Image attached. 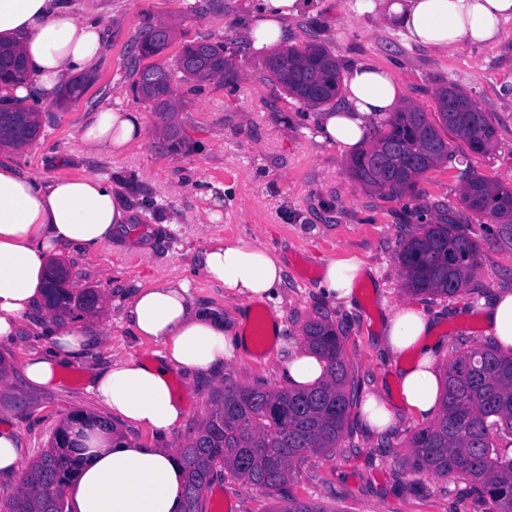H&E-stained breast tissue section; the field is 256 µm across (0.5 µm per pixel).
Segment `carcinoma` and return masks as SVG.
Masks as SVG:
<instances>
[{"instance_id": "cac0c4a2", "label": "carcinoma", "mask_w": 512, "mask_h": 512, "mask_svg": "<svg viewBox=\"0 0 512 512\" xmlns=\"http://www.w3.org/2000/svg\"><path fill=\"white\" fill-rule=\"evenodd\" d=\"M272 81L311 107L323 106L341 89L340 66L320 44L289 47L267 62ZM5 81L26 75L19 51L0 49ZM176 72L186 81L231 76L224 44L186 45L176 59ZM173 72L149 66L136 82V92L166 109L173 92ZM438 121L407 104L377 128L373 142L351 158L352 176L367 188L397 197L418 192L417 178L449 156L446 131L479 154L495 144V127L459 87L436 94ZM0 129L15 146L29 144L39 129L35 113L0 109ZM462 204L489 224H512V189L481 176L466 181ZM479 245L446 224H420L401 239L397 253L407 290L426 297L454 296L464 290L478 264ZM99 295L75 296L54 288L49 303L59 317L94 313ZM307 347L326 362V380L306 390L245 387L232 379L215 392L207 415L179 448L186 480L183 512H204L205 491L216 469L223 468L249 487L274 491L292 478L311 455L338 447L358 386L345 359L339 327L323 319L305 325ZM442 408L434 422L410 440L406 464L412 471L448 477L469 486L487 512H512V354L493 346L458 349L445 367ZM95 432L111 434L112 422L101 416L71 415L39 457L26 469L22 488L0 503V512H61L63 492L89 458L88 441ZM267 512H329L321 503L289 497Z\"/></svg>"}]
</instances>
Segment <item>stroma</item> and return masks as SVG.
Listing matches in <instances>:
<instances>
[{
  "mask_svg": "<svg viewBox=\"0 0 512 512\" xmlns=\"http://www.w3.org/2000/svg\"><path fill=\"white\" fill-rule=\"evenodd\" d=\"M70 2L76 16L103 28L102 53L80 98L31 100L39 115V138L19 149H0V158L41 181L93 175L114 184L130 214L128 235L143 244L63 250L60 260L72 272L70 289L96 291L103 303L98 315L80 319L94 336L93 345L61 371L54 385H33L23 373L31 352L49 348L47 336L34 327L42 311L32 312L30 324L14 339L0 341V364L8 377L0 383V419L15 429L25 462L47 448L68 415L106 416L88 389L92 375L110 367L115 356L148 358L159 351V344L141 342L122 318L124 299L136 288L184 280L201 306L236 320L238 303L202 268L205 239L216 235L232 242L258 240L282 257L285 278L277 300L256 305L253 314L281 312L283 328L265 352L226 362L220 375L176 372L173 385L185 401V418L165 445L179 447L196 430L225 379L242 386H285L282 367L302 347L304 325L325 316L342 329L361 397L383 393L397 413V426L389 435L373 434L357 413H350L336 451L304 462L287 494L323 503L330 512H483L463 483L394 468L384 443L407 455L421 422L402 412L398 365L380 340L389 309L408 296L396 253L402 237L417 225L451 216L460 233L480 245L479 265L463 292L418 299L437 323L438 367L454 356L458 336L488 344L480 303L512 291V240L502 225L481 223L460 201V175L468 168L512 188V22L497 45L451 54L407 45L396 30L359 13L356 0H321L320 16L289 19V45L318 43L341 64L368 57L389 66L408 101L429 117H436L435 93L447 83L461 87L489 113L496 130L490 153L478 154L450 140L452 159L420 178L418 195L394 197L356 181L348 155L316 140V110L269 80L265 56L242 38L256 0ZM162 23L173 27L167 47L151 57L138 56L141 35ZM201 40L223 42L230 79L175 81L174 108L167 112L137 95L139 70L152 65L174 69L183 46ZM108 107L145 116L148 134L129 153L85 150V119ZM344 254L357 256L372 270L356 281L349 308L332 304L318 282L325 265ZM205 498L207 512H267L273 501L268 491L247 487L224 471L214 475Z\"/></svg>",
  "mask_w": 512,
  "mask_h": 512,
  "instance_id": "obj_1",
  "label": "stroma"
}]
</instances>
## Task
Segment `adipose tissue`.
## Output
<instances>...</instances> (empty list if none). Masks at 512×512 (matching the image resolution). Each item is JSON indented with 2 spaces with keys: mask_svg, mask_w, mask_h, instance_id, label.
I'll return each mask as SVG.
<instances>
[{
  "mask_svg": "<svg viewBox=\"0 0 512 512\" xmlns=\"http://www.w3.org/2000/svg\"><path fill=\"white\" fill-rule=\"evenodd\" d=\"M316 0H261L244 29L258 52L288 38L287 21L315 15ZM362 11L392 25L412 45L435 50L492 46L512 20V0H359ZM0 43L18 46L28 78L0 87L12 102L53 100L73 73L91 72L104 43L96 22L79 19L69 0H0ZM340 106L321 113L317 139L343 151L360 148L372 127L404 101L393 72L370 59L348 62ZM147 133L141 113L105 108L83 125L87 152L121 154L138 146ZM128 222L113 186L99 177H56L42 182L0 160V340L19 330L44 301L47 260L62 249L109 244ZM211 281L237 299L240 318L225 323L215 311L199 307L182 282L136 288L123 317L139 338L162 344L157 360L122 357L96 376L90 390L121 423L151 435L170 433L184 416L173 373L210 374L250 352L248 306L274 300L284 267L274 250L260 243L208 238L202 257ZM354 256L329 261L320 281L327 298L351 304L353 283L365 276ZM485 332L501 350H512V291L495 294L482 313ZM51 352L29 357L26 379L53 383L60 368L91 343L82 326L61 325L44 316ZM436 325L418 305L403 301L386 322L382 344L387 354L404 357L398 379L402 406L427 419L440 409V376L434 368L439 347ZM173 448H159L127 437L103 435L92 457L69 488L73 512H179L183 471Z\"/></svg>",
  "mask_w": 512,
  "mask_h": 512,
  "instance_id": "adipose-tissue-1",
  "label": "adipose tissue"
}]
</instances>
